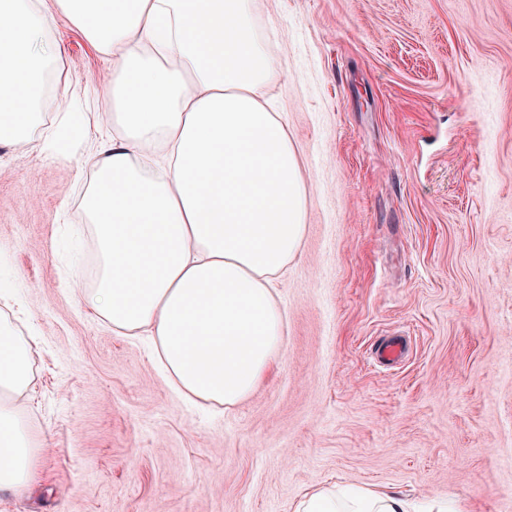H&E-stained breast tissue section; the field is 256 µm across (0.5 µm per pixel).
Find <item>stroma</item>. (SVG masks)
<instances>
[{
	"mask_svg": "<svg viewBox=\"0 0 512 512\" xmlns=\"http://www.w3.org/2000/svg\"><path fill=\"white\" fill-rule=\"evenodd\" d=\"M68 88L110 107L112 61L55 0ZM262 93L300 161L306 233L276 280L286 351L244 402L183 401L147 341L76 289L97 274L81 207L100 145L0 141V287L31 339L19 404L42 451L0 512H293L340 484L505 512L512 495V0H257ZM390 336L408 351L381 367Z\"/></svg>",
	"mask_w": 512,
	"mask_h": 512,
	"instance_id": "obj_1",
	"label": "stroma"
}]
</instances>
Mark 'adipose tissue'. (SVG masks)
I'll return each mask as SVG.
<instances>
[{"mask_svg":"<svg viewBox=\"0 0 512 512\" xmlns=\"http://www.w3.org/2000/svg\"><path fill=\"white\" fill-rule=\"evenodd\" d=\"M255 0H58L112 59V125L91 157L83 208L99 268L82 306L113 333L149 337L185 399L232 407L284 353L275 279L299 251L305 190L285 125L259 91L268 55ZM62 50L43 0H0V141L32 128L58 149L73 115L42 121L41 95ZM29 350L0 322V491L29 486L36 444L15 400ZM294 512H411L387 492L305 494Z\"/></svg>","mask_w":512,"mask_h":512,"instance_id":"ef3b65f1","label":"adipose tissue"}]
</instances>
